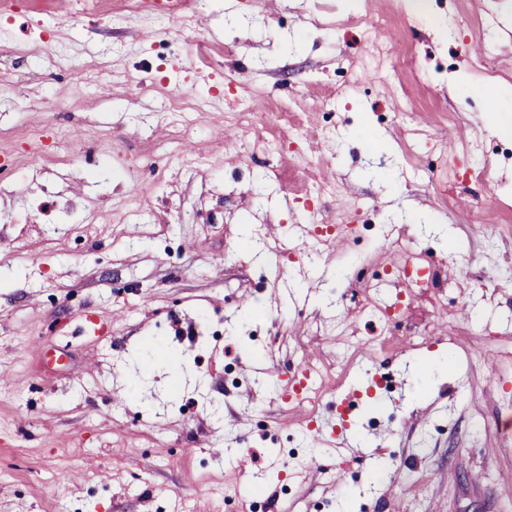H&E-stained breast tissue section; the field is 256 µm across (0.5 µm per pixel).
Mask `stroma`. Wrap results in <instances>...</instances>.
<instances>
[{
	"label": "stroma",
	"mask_w": 512,
	"mask_h": 512,
	"mask_svg": "<svg viewBox=\"0 0 512 512\" xmlns=\"http://www.w3.org/2000/svg\"><path fill=\"white\" fill-rule=\"evenodd\" d=\"M57 2L56 73L9 53L44 15L0 31V149L46 119L86 145L78 160L47 150L18 186L76 201L52 212L56 228L99 231L50 247L49 234L20 235L27 216L0 194V215L16 216L0 223V512H224L256 475L268 512H512V288L464 282L512 269V137L487 130L491 102L472 90L490 85L512 104V0H431L441 31L407 0H215L158 24L111 0L122 19L107 27L70 24L68 0ZM372 21L393 49L377 75L351 35ZM191 35L211 45L209 66L193 63ZM163 39L172 63L145 71ZM73 68L84 71L76 89ZM162 86L220 94L177 163L158 148L170 135ZM228 100L247 101L260 132L304 120L322 151L301 166L291 140L263 155L225 138ZM471 163L494 174L476 191L462 178ZM127 167L137 182L120 177ZM324 181L340 189L309 214L306 191ZM138 196L150 206L135 218ZM364 223L373 235L335 250L309 236V261L236 250L292 240L298 224ZM400 239L443 250L447 273L441 295L404 304L381 345L365 303L392 302L393 280L365 300L341 293L356 261L394 266ZM202 314L223 320V340L180 353ZM101 315L110 334L78 332ZM149 339L176 358L146 362ZM307 358L331 369L316 407L277 400L279 374ZM385 373L398 383L376 398L387 415L353 423L354 444L302 434L310 420L338 421L343 400Z\"/></svg>",
	"instance_id": "35a3bbf8"
}]
</instances>
